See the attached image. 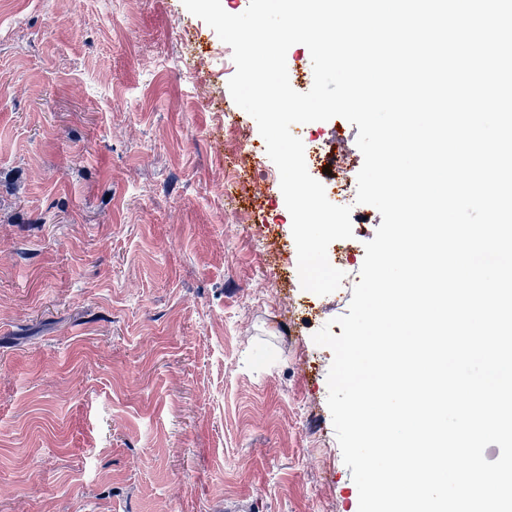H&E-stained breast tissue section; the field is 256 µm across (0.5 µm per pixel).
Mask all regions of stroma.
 Returning a JSON list of instances; mask_svg holds the SVG:
<instances>
[{
  "instance_id": "obj_1",
  "label": "stroma",
  "mask_w": 512,
  "mask_h": 512,
  "mask_svg": "<svg viewBox=\"0 0 512 512\" xmlns=\"http://www.w3.org/2000/svg\"><path fill=\"white\" fill-rule=\"evenodd\" d=\"M226 45L182 0H0V512H358ZM232 114L236 126L224 125ZM338 143L349 186L357 125Z\"/></svg>"
}]
</instances>
